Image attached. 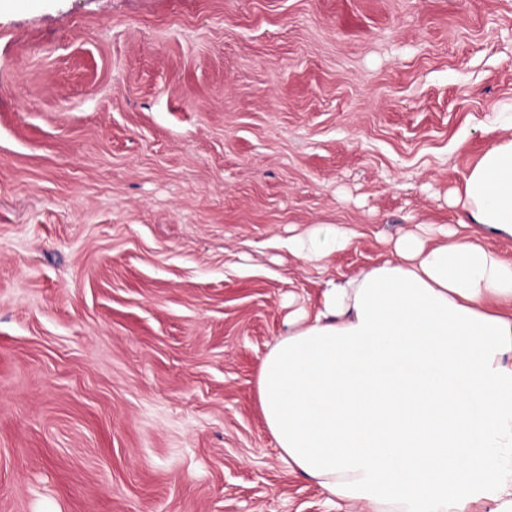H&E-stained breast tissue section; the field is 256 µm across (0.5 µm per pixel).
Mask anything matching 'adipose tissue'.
I'll list each match as a JSON object with an SVG mask.
<instances>
[{
	"label": "adipose tissue",
	"instance_id": "adipose-tissue-1",
	"mask_svg": "<svg viewBox=\"0 0 512 512\" xmlns=\"http://www.w3.org/2000/svg\"><path fill=\"white\" fill-rule=\"evenodd\" d=\"M457 223L512 238V135L463 178ZM323 224L289 249L352 245ZM329 282L263 357L256 393L282 460L368 512H512V259L462 235Z\"/></svg>",
	"mask_w": 512,
	"mask_h": 512
}]
</instances>
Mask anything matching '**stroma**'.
Listing matches in <instances>:
<instances>
[{
    "label": "stroma",
    "mask_w": 512,
    "mask_h": 512,
    "mask_svg": "<svg viewBox=\"0 0 512 512\" xmlns=\"http://www.w3.org/2000/svg\"><path fill=\"white\" fill-rule=\"evenodd\" d=\"M504 112L512 0H0V512H362L260 361L455 226ZM317 224L356 237L290 253Z\"/></svg>",
    "instance_id": "1"
}]
</instances>
